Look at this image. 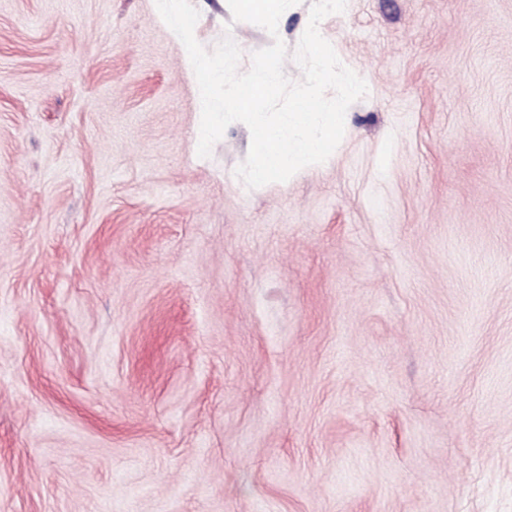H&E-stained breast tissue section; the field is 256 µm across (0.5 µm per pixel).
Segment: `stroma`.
Returning a JSON list of instances; mask_svg holds the SVG:
<instances>
[{
	"instance_id": "35a3bbf8",
	"label": "stroma",
	"mask_w": 512,
	"mask_h": 512,
	"mask_svg": "<svg viewBox=\"0 0 512 512\" xmlns=\"http://www.w3.org/2000/svg\"><path fill=\"white\" fill-rule=\"evenodd\" d=\"M321 29L368 92L250 189L155 0H0V512H512V0Z\"/></svg>"
}]
</instances>
